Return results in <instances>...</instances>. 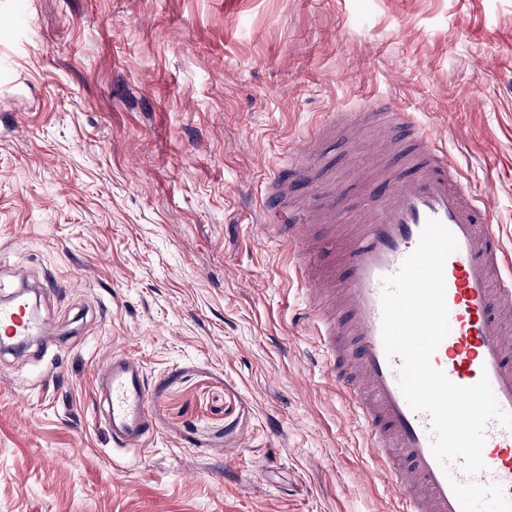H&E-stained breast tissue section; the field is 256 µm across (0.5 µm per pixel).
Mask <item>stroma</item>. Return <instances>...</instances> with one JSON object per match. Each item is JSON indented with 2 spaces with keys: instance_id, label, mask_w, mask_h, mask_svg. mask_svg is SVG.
I'll return each instance as SVG.
<instances>
[{
  "instance_id": "1",
  "label": "stroma",
  "mask_w": 512,
  "mask_h": 512,
  "mask_svg": "<svg viewBox=\"0 0 512 512\" xmlns=\"http://www.w3.org/2000/svg\"><path fill=\"white\" fill-rule=\"evenodd\" d=\"M384 96L512 250V0H0V300L39 291L0 349V512H395L250 219L311 122ZM357 156L319 157L349 201ZM116 351L142 451L93 419ZM94 420L112 432L115 448L141 450L153 442L149 389L138 361L112 355L95 391Z\"/></svg>"
}]
</instances>
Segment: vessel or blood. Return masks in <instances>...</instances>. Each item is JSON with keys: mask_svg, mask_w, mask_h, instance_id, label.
<instances>
[{"mask_svg": "<svg viewBox=\"0 0 512 512\" xmlns=\"http://www.w3.org/2000/svg\"><path fill=\"white\" fill-rule=\"evenodd\" d=\"M334 124L353 133L372 127L378 175L352 206L325 192L293 203L308 158ZM487 208L447 146L392 100L311 125L289 149L285 169L266 184L260 207L265 232L294 254L292 277L325 372L351 401L373 465L398 494L399 512H461L450 482L467 479L459 464L446 470L434 458L431 419L406 402L398 379L402 361L386 355L381 338L383 279L415 249L428 220L442 222L458 243L444 270L450 332L432 364L462 386L488 377L501 411L512 413V351L504 339L512 327V255L488 224ZM318 222L331 231L348 225L338 252L310 239L308 228ZM36 332L24 301L0 305L1 337L19 344ZM94 418L111 431L115 447L140 450L153 442L149 389L138 361L113 356L95 391ZM483 458L487 469L478 482L500 484L512 499V430L491 422Z\"/></svg>", "mask_w": 512, "mask_h": 512, "instance_id": "1", "label": "vessel or blood"}]
</instances>
